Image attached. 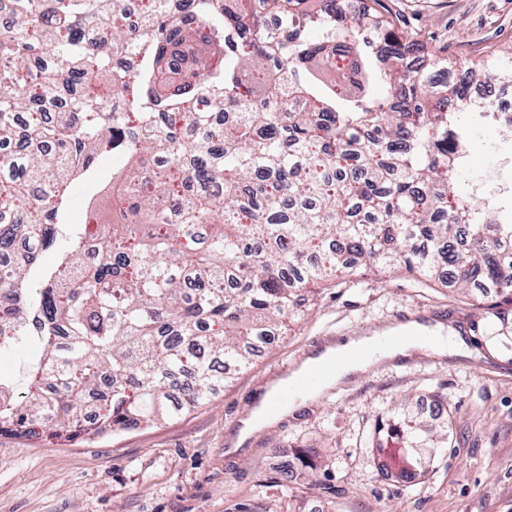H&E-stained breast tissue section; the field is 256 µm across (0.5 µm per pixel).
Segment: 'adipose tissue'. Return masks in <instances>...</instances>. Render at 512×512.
I'll list each match as a JSON object with an SVG mask.
<instances>
[{
    "mask_svg": "<svg viewBox=\"0 0 512 512\" xmlns=\"http://www.w3.org/2000/svg\"><path fill=\"white\" fill-rule=\"evenodd\" d=\"M409 329H429L431 339L427 342L406 340L403 343L383 348L379 342L382 338L395 334L396 324H389L381 329H374L359 336H351L346 340L326 345L317 351H314L298 366L299 371H306L313 368L319 362L327 358L339 359L340 365L336 372L325 380V387L331 388L340 386L351 377L359 375L371 369L374 364L384 361H395L406 359L419 351H428L439 357H465L469 351L460 328L456 326H445L438 322L434 325H426L425 321L419 319H410L405 323ZM358 346L374 347L375 352L369 359L345 361V354Z\"/></svg>",
    "mask_w": 512,
    "mask_h": 512,
    "instance_id": "1",
    "label": "adipose tissue"
}]
</instances>
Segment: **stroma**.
<instances>
[{"label":"stroma","mask_w":512,"mask_h":512,"mask_svg":"<svg viewBox=\"0 0 512 512\" xmlns=\"http://www.w3.org/2000/svg\"><path fill=\"white\" fill-rule=\"evenodd\" d=\"M383 15L449 58L512 57V0H381ZM469 161L458 188L482 198L512 179V145H500L470 117ZM112 180L69 190L68 217ZM457 324L474 355L418 354L378 366L256 430L243 451L229 439L268 390L316 343L352 336L397 313ZM484 314L473 296L399 268L360 270L321 289L291 334L259 352L210 401L181 415L78 439L0 432V512H512V358L477 336ZM442 397L447 447L426 453L415 479L403 478L379 449L387 416L405 403ZM309 448L284 481L277 462Z\"/></svg>","instance_id":"1"}]
</instances>
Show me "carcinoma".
I'll return each instance as SVG.
<instances>
[{"mask_svg": "<svg viewBox=\"0 0 512 512\" xmlns=\"http://www.w3.org/2000/svg\"><path fill=\"white\" fill-rule=\"evenodd\" d=\"M139 2L133 20L131 0H9L0 23V252L29 243L0 267V356L38 348L0 376V431L180 415L288 333L297 291L361 266L512 304V222L456 187L468 86L512 83L511 63L464 61L467 82H439L438 64H406L419 41L368 11ZM107 160L122 163L120 223L64 230L71 184ZM508 332L495 310L481 336L509 355ZM383 446L408 476L448 433L395 411Z\"/></svg>", "mask_w": 512, "mask_h": 512, "instance_id": "1", "label": "carcinoma"}]
</instances>
